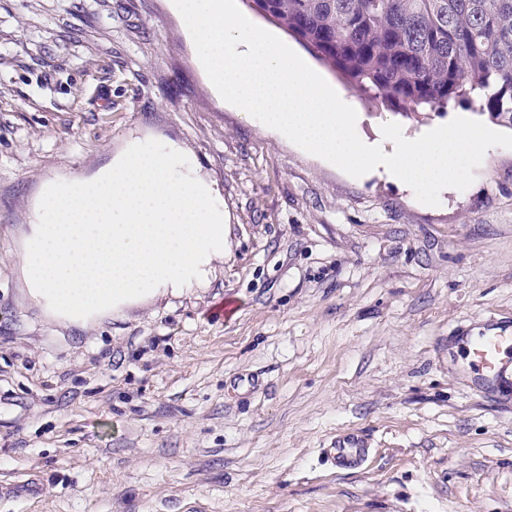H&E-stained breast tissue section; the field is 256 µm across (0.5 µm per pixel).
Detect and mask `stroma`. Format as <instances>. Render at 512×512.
<instances>
[{
    "label": "stroma",
    "mask_w": 512,
    "mask_h": 512,
    "mask_svg": "<svg viewBox=\"0 0 512 512\" xmlns=\"http://www.w3.org/2000/svg\"><path fill=\"white\" fill-rule=\"evenodd\" d=\"M343 93L361 139L418 137ZM172 0H0V512H512V387L458 343L512 327V149L419 203L224 103ZM194 161L224 260L83 329L34 304L15 257L47 184L131 142ZM364 431L362 471L320 450Z\"/></svg>",
    "instance_id": "1"
}]
</instances>
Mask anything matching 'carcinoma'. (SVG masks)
Segmentation results:
<instances>
[{
    "label": "carcinoma",
    "mask_w": 512,
    "mask_h": 512,
    "mask_svg": "<svg viewBox=\"0 0 512 512\" xmlns=\"http://www.w3.org/2000/svg\"><path fill=\"white\" fill-rule=\"evenodd\" d=\"M400 114L456 104L512 126V0H243Z\"/></svg>",
    "instance_id": "carcinoma-1"
}]
</instances>
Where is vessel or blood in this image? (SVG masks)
Returning a JSON list of instances; mask_svg holds the SVG:
<instances>
[{
  "mask_svg": "<svg viewBox=\"0 0 512 512\" xmlns=\"http://www.w3.org/2000/svg\"><path fill=\"white\" fill-rule=\"evenodd\" d=\"M465 353L480 378L482 391L507 382L512 377V364L507 356L512 353V330L491 327L473 340L467 341ZM371 453V445L363 432L337 434L322 451L332 470L354 473L363 468Z\"/></svg>",
  "mask_w": 512,
  "mask_h": 512,
  "instance_id": "1",
  "label": "vessel or blood"
}]
</instances>
